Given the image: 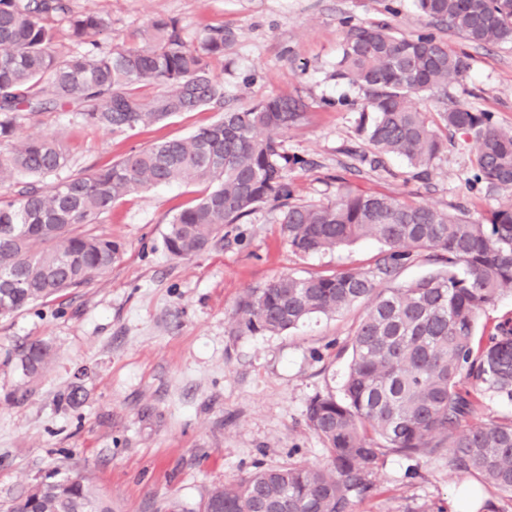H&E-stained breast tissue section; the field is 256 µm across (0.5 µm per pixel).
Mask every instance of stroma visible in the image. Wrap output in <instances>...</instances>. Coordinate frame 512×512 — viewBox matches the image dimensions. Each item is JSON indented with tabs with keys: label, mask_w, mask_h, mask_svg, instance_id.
<instances>
[{
	"label": "stroma",
	"mask_w": 512,
	"mask_h": 512,
	"mask_svg": "<svg viewBox=\"0 0 512 512\" xmlns=\"http://www.w3.org/2000/svg\"><path fill=\"white\" fill-rule=\"evenodd\" d=\"M112 26L98 40L148 44L152 23L175 19L187 43L224 29L230 38L212 70L224 104L246 108L283 96L302 100L307 118L280 137L306 159L291 171L300 201L334 200L339 187L408 197L472 218L512 200V187L466 189L473 139L447 131V147L427 175L405 158L375 159L358 130L364 94L335 76L343 18L389 24L413 35L431 29L467 56L462 82L424 96L442 111L452 101L493 113L512 129V44L478 46L443 24L428 25L413 0H69ZM215 109L179 113L162 124L115 134L75 112L24 116L21 136L55 135L70 172L112 164L131 148L190 135L213 122ZM196 184L139 191L89 230L120 239L121 260L89 284L17 315L0 318V512H9L39 479L78 472L112 512H168L171 501L198 508L204 488L256 468L294 462L326 465L324 444L307 424L318 395L341 396L349 343L363 313L317 315L279 334L240 333L232 318L246 289L281 274L304 277L370 269L382 250L373 239L305 255L281 234L278 213L263 207L225 226L223 241L189 259L168 255L162 239L172 217L199 194ZM40 341L55 356L38 377H22L17 352ZM80 384L83 397L66 396ZM373 491L354 512H512V494L452 472L441 451L418 459L383 451Z\"/></svg>",
	"instance_id": "1"
}]
</instances>
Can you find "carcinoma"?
Wrapping results in <instances>:
<instances>
[{
    "label": "carcinoma",
    "mask_w": 512,
    "mask_h": 512,
    "mask_svg": "<svg viewBox=\"0 0 512 512\" xmlns=\"http://www.w3.org/2000/svg\"><path fill=\"white\" fill-rule=\"evenodd\" d=\"M420 16L446 24L480 45L512 44V0H413ZM65 23L80 46L65 56L52 44V23ZM102 16L71 9L69 0H0V184L44 178L68 167L57 137L17 136L23 113L66 110L114 133L156 125L224 99L211 70L224 55V30L189 45L176 21L153 22L150 43L102 45ZM463 54L431 33L399 35L385 23L344 21L336 77L365 91L360 131L378 155H396L423 172L446 139L421 109L423 96L462 79ZM153 81L152 97L139 85ZM445 129L473 136L474 181L512 186V131L490 112L455 104L438 113ZM306 119V106L270 97L183 138L156 141L107 167L45 187L31 185L0 199V316L80 288L120 260L123 244L85 232L131 192L170 183H200L205 191L167 224L163 243L175 259L194 257L222 241L262 204L279 212L291 248L309 254L375 239L386 250L371 272L278 276L247 289L233 316L239 332L280 333L319 314L366 303L351 339L343 397L316 396L307 420L322 439L328 464L260 468L206 491L200 512H354L370 493L383 449L427 456L445 448L448 467L512 493V419L472 421L465 381L512 399V316L476 336L480 313L512 287V204L481 219L450 214L427 202L341 189L321 204L294 201L288 172L306 161L282 152L278 137ZM438 265L427 277L397 288L381 281L418 258ZM51 360L45 343L22 349L23 375L42 374ZM14 512H112L87 479L50 473L36 481Z\"/></svg>",
    "instance_id": "1"
}]
</instances>
